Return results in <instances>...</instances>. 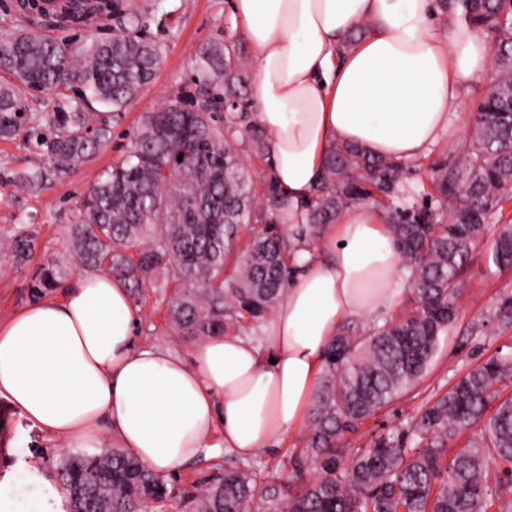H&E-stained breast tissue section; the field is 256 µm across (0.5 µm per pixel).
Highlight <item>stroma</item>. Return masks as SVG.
<instances>
[{
  "label": "stroma",
  "mask_w": 512,
  "mask_h": 512,
  "mask_svg": "<svg viewBox=\"0 0 512 512\" xmlns=\"http://www.w3.org/2000/svg\"><path fill=\"white\" fill-rule=\"evenodd\" d=\"M131 15L141 18V32L158 45L162 63L154 80L130 105L107 114L112 135L95 156L75 172L53 176L47 188L28 190L16 183V174L48 166L47 157L27 133L0 138V236L24 224L36 241L35 252L25 263L0 256V322L36 299L33 284L48 261L58 263L66 281L81 275V268L67 251L68 227L78 215L81 200L103 171L122 156L147 113L182 98L203 103L206 94L197 66L201 48L232 41L243 44L248 59L256 57L232 16L231 0H116L115 9L97 15L90 26L81 20L46 15L42 0H0V36L24 28L76 42L91 27L98 28L104 37L119 32ZM489 86L485 79L461 88L451 111L449 138L426 156L407 162L402 173L405 183L416 185L428 180L433 162H454L458 143L474 134L479 105ZM172 293V288L160 284L146 289L141 305L135 308V336L137 342L186 354L193 342L167 314ZM506 308L512 309V267L499 270L490 267L486 258L476 259L466 273L456 323L441 337L428 375L416 390L370 419L363 433L370 436L394 429L423 402L447 391L500 347L512 346V328H503L500 323ZM69 453V447L30 427L0 399V495L13 500L14 512H49L46 490L32 483L29 475L35 470L56 475L62 458Z\"/></svg>",
  "instance_id": "stroma-1"
}]
</instances>
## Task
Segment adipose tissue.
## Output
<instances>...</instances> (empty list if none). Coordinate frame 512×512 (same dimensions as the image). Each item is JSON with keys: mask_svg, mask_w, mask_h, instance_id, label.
<instances>
[{"mask_svg": "<svg viewBox=\"0 0 512 512\" xmlns=\"http://www.w3.org/2000/svg\"><path fill=\"white\" fill-rule=\"evenodd\" d=\"M436 0H232L256 51L255 119L288 208L302 206L334 144L418 159L449 129L462 86L489 68L470 23L431 19ZM406 273L382 213L345 210L301 252L262 340L226 333L189 355L140 344L122 281L84 275L0 324V399L74 448L116 439L161 475L221 445L239 459L304 425L323 353L340 327L397 306Z\"/></svg>", "mask_w": 512, "mask_h": 512, "instance_id": "adipose-tissue-1", "label": "adipose tissue"}]
</instances>
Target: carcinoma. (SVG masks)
I'll return each mask as SVG.
<instances>
[{"mask_svg": "<svg viewBox=\"0 0 512 512\" xmlns=\"http://www.w3.org/2000/svg\"><path fill=\"white\" fill-rule=\"evenodd\" d=\"M441 2L460 5L472 25L497 30L499 39L475 137L458 146L453 166L431 165L430 192L402 183L405 163L339 143L305 204L306 223L280 228L282 193L268 173L256 183L243 160L246 149L269 155L245 96L243 51L212 43L200 52L199 74L215 100L228 103L224 124L208 107L190 111L177 101L147 115L79 208L69 234L76 260L92 269L108 262L134 301L148 284L173 282L169 315L195 339L256 332L285 298L298 254L360 203L382 208L409 273L400 316L367 326L350 321L325 350L305 444L292 451L287 476L227 450L224 472L184 499L188 512H512V395L502 400L495 390L503 380L512 384V352L467 371L395 432L364 448L352 443L366 421L427 375L440 336L457 319L461 277L472 261L485 254L497 268L512 267L511 225L484 249L487 224L512 201V0ZM138 25L130 16L112 37L91 30L80 43L24 31L0 38V71L9 76L0 81V138L29 124L28 93L57 98L36 131L51 164L21 173L19 184L42 187L109 140L92 104L126 108L161 64L159 47L132 32ZM419 196L426 203L412 209L382 206ZM5 246L20 262L35 241L20 228ZM61 279L51 263L39 285L54 289ZM466 432V444L448 454V442ZM87 469L97 481L83 480ZM60 476L73 512H154L177 492L124 448L68 456Z\"/></svg>", "mask_w": 512, "mask_h": 512, "instance_id": "cac0c4a2", "label": "carcinoma"}]
</instances>
